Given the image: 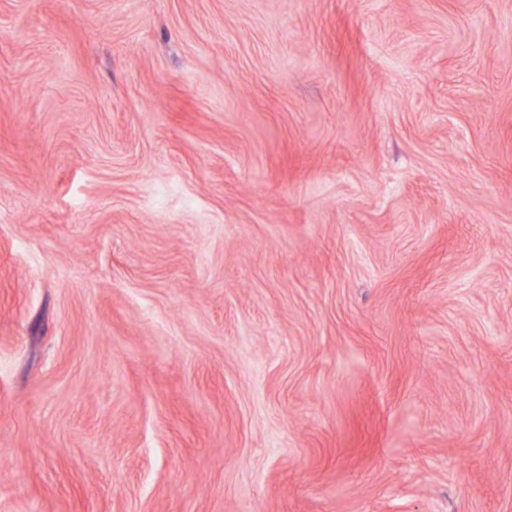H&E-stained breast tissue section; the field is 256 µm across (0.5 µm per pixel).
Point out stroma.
I'll list each match as a JSON object with an SVG mask.
<instances>
[{"instance_id": "obj_1", "label": "stroma", "mask_w": 512, "mask_h": 512, "mask_svg": "<svg viewBox=\"0 0 512 512\" xmlns=\"http://www.w3.org/2000/svg\"><path fill=\"white\" fill-rule=\"evenodd\" d=\"M0 512H512V0H0Z\"/></svg>"}]
</instances>
